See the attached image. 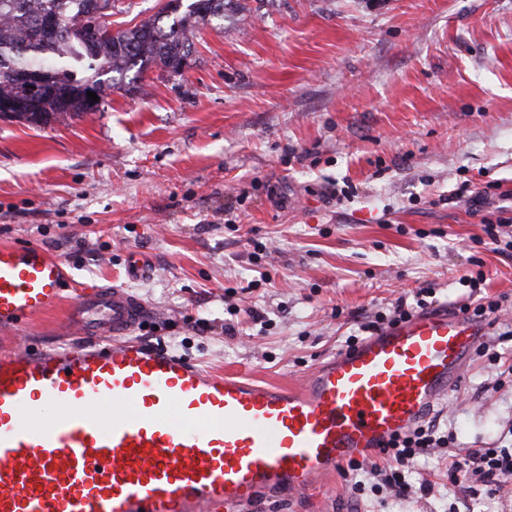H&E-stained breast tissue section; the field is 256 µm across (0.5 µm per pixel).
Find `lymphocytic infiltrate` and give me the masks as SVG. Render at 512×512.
<instances>
[{
	"label": "lymphocytic infiltrate",
	"mask_w": 512,
	"mask_h": 512,
	"mask_svg": "<svg viewBox=\"0 0 512 512\" xmlns=\"http://www.w3.org/2000/svg\"><path fill=\"white\" fill-rule=\"evenodd\" d=\"M461 286L468 288V301L462 304V313L470 315L477 322L494 325L495 317L504 309V298L481 295L486 283L483 271L468 272L459 279ZM453 434H442L436 422L424 421L395 439L381 455L382 462L362 465L352 461V470L361 472V480L352 486L354 494L370 490L376 493L387 492L396 498H407L413 489L430 490L431 482L412 486L410 476L417 458L434 448L448 449V482L457 486L479 477L484 482L489 495H499L503 479L512 477V448L495 446L492 448H454Z\"/></svg>",
	"instance_id": "obj_1"
}]
</instances>
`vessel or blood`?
Instances as JSON below:
<instances>
[{
    "instance_id": "obj_1",
    "label": "vessel or blood",
    "mask_w": 512,
    "mask_h": 512,
    "mask_svg": "<svg viewBox=\"0 0 512 512\" xmlns=\"http://www.w3.org/2000/svg\"><path fill=\"white\" fill-rule=\"evenodd\" d=\"M37 245H0V330L63 302ZM126 289L86 284L80 342L0 349V512H251L290 503L445 400L484 328L431 308L320 363L302 383L216 374L149 347Z\"/></svg>"
}]
</instances>
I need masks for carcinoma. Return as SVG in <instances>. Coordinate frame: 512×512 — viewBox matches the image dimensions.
I'll return each mask as SVG.
<instances>
[{"label":"carcinoma","mask_w":512,"mask_h":512,"mask_svg":"<svg viewBox=\"0 0 512 512\" xmlns=\"http://www.w3.org/2000/svg\"><path fill=\"white\" fill-rule=\"evenodd\" d=\"M101 0H0V98L22 111L10 122L47 126L100 111L106 90L124 89L147 70L178 74L194 51L195 28L224 20V0H166L152 18L104 39L98 32ZM56 19L55 35L44 40L37 29ZM88 76L77 78V73ZM23 74L47 83V91L28 95ZM99 101L91 102L87 83Z\"/></svg>","instance_id":"1"}]
</instances>
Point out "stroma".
<instances>
[{
  "instance_id": "35a3bbf8",
  "label": "stroma",
  "mask_w": 512,
  "mask_h": 512,
  "mask_svg": "<svg viewBox=\"0 0 512 512\" xmlns=\"http://www.w3.org/2000/svg\"><path fill=\"white\" fill-rule=\"evenodd\" d=\"M242 2L200 26L180 73L149 70L100 112L0 119V245L61 259L67 300L86 283L143 300L149 346L269 384L304 378L400 296L431 287L455 307L474 262L512 301V256L482 226L512 217V0ZM497 350L429 413L460 447L512 428L497 381L512 342ZM447 464L431 450L411 482L432 491L404 500L350 497L345 467L294 512H512V496L444 486Z\"/></svg>"
}]
</instances>
